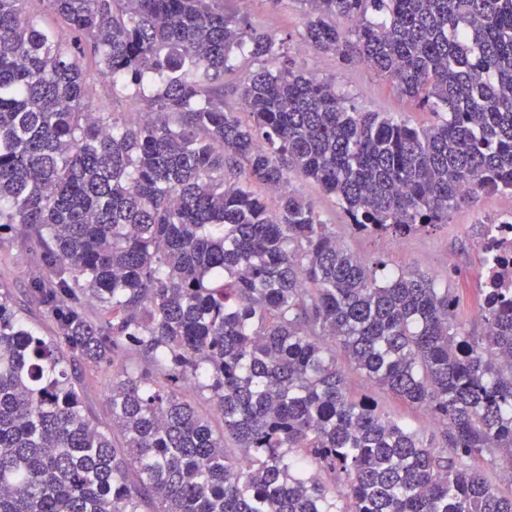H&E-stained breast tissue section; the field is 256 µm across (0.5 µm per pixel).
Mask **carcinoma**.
Here are the masks:
<instances>
[{"instance_id": "1", "label": "carcinoma", "mask_w": 512, "mask_h": 512, "mask_svg": "<svg viewBox=\"0 0 512 512\" xmlns=\"http://www.w3.org/2000/svg\"><path fill=\"white\" fill-rule=\"evenodd\" d=\"M26 2L0 0V231L37 240L29 296L57 334L0 293V512H512L464 465L512 470V239L488 225L476 338L450 289L347 249L289 179L394 236L512 195V0H299L309 49L359 59L427 127L358 110L222 0H46L68 44ZM86 44L112 90L160 82L140 121L91 105ZM243 52L249 123L224 109ZM338 353L453 452L351 397ZM135 358L104 430L80 366Z\"/></svg>"}]
</instances>
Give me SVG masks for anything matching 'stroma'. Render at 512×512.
Returning <instances> with one entry per match:
<instances>
[{
    "instance_id": "35a3bbf8",
    "label": "stroma",
    "mask_w": 512,
    "mask_h": 512,
    "mask_svg": "<svg viewBox=\"0 0 512 512\" xmlns=\"http://www.w3.org/2000/svg\"><path fill=\"white\" fill-rule=\"evenodd\" d=\"M224 11L245 17L255 32L285 41L289 49V64L294 69L335 82L350 101L364 112H393L402 115L411 125L426 127L433 115L416 107L399 94L386 80L377 77L358 60L344 61L331 54L311 50L300 51L304 8L299 0H224ZM94 89L93 101L99 111L111 113L118 122H135L143 104L128 94H112L102 77L89 80ZM295 191L311 201L324 223L335 225L337 236L353 252L369 262L382 261L391 270H413L435 278L439 287L450 289L456 299L459 317L465 321L471 335L484 333L479 318L482 286L483 254L478 247L484 239L486 225L512 217V195L482 194L455 209L447 223L423 229L405 237L370 236L354 232L348 218L334 196L328 195L311 180L296 178ZM40 267L38 248L33 241L0 234V292L7 294L21 307L26 322L40 335L55 332L52 317L44 307L33 302L28 289ZM348 377L353 397L370 396L381 414L399 419L417 431L425 443L444 447L439 425L429 413L414 409L399 401L388 391L366 381L346 359H339ZM122 366L111 365L99 370L88 365L83 369L85 402L90 417L100 426L112 424V379L120 375Z\"/></svg>"
}]
</instances>
